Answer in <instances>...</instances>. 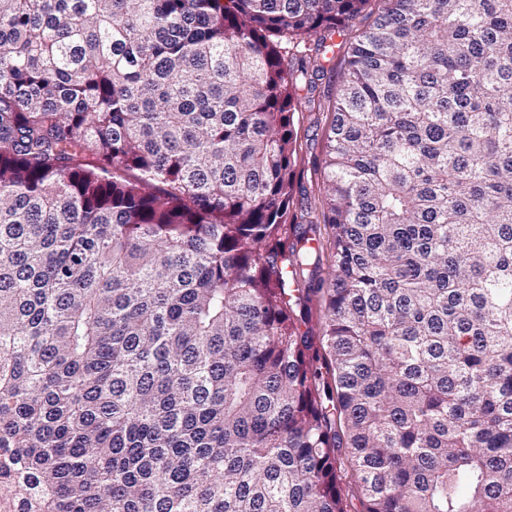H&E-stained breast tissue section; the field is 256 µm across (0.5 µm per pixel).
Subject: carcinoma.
Here are the masks:
<instances>
[{
    "label": "carcinoma",
    "instance_id": "cac0c4a2",
    "mask_svg": "<svg viewBox=\"0 0 512 512\" xmlns=\"http://www.w3.org/2000/svg\"><path fill=\"white\" fill-rule=\"evenodd\" d=\"M368 2L0 0L1 503L512 512V0ZM295 124L298 132L299 162L294 175V207L311 204L313 208L320 210V202L317 199L318 191L315 185L316 176L313 167L322 159L324 134L328 119L321 125H313L303 117L301 113L295 115Z\"/></svg>",
    "mask_w": 512,
    "mask_h": 512
}]
</instances>
